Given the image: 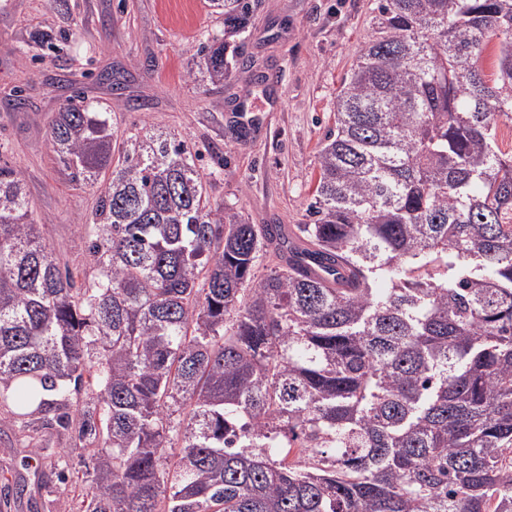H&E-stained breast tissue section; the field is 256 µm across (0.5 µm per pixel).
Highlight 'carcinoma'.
<instances>
[{"label":"carcinoma","instance_id":"obj_1","mask_svg":"<svg viewBox=\"0 0 512 512\" xmlns=\"http://www.w3.org/2000/svg\"><path fill=\"white\" fill-rule=\"evenodd\" d=\"M211 3L220 84L254 3ZM335 116L293 240L211 203L172 133L113 159L75 94L49 137L97 188L81 288L0 165V405L75 424L76 512H512V0H380Z\"/></svg>","mask_w":512,"mask_h":512}]
</instances>
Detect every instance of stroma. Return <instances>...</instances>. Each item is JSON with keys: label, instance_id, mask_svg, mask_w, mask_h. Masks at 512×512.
<instances>
[{"label": "stroma", "instance_id": "obj_1", "mask_svg": "<svg viewBox=\"0 0 512 512\" xmlns=\"http://www.w3.org/2000/svg\"><path fill=\"white\" fill-rule=\"evenodd\" d=\"M378 0H257L230 77L197 81L200 42L224 28L209 0H0V164L19 170L41 236L76 280L89 274L93 188H76L49 145V124L75 91L99 102L116 139L147 124L199 154L212 201L252 224L306 223L317 155L336 96L370 38ZM52 32L55 47L34 35ZM247 137H239V129ZM75 434L21 428L0 406V472L29 500L0 512H69L90 484Z\"/></svg>", "mask_w": 512, "mask_h": 512}]
</instances>
